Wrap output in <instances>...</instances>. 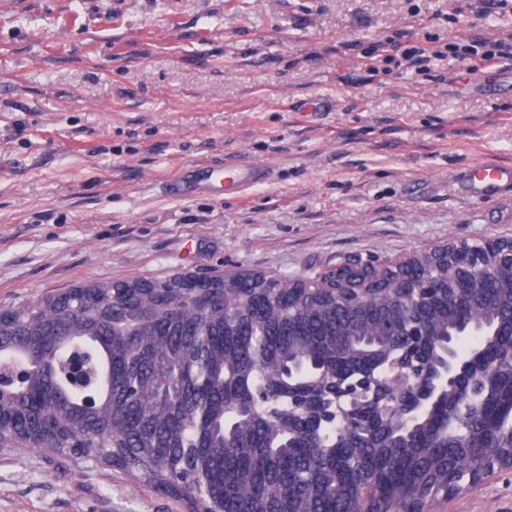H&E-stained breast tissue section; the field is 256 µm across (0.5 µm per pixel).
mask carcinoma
Masks as SVG:
<instances>
[{"mask_svg": "<svg viewBox=\"0 0 512 512\" xmlns=\"http://www.w3.org/2000/svg\"><path fill=\"white\" fill-rule=\"evenodd\" d=\"M454 261L439 262L446 288L386 287L362 305L288 277L238 288L216 275L200 304H173L175 276L99 281L77 306L57 292L0 319V363L27 367L7 378L0 411L59 452L76 442L165 485L190 512H435L482 476L481 400L512 383V329L472 336L462 349L498 359L481 395L451 390L398 424L405 386L454 319L512 317V270L461 296ZM73 357L94 371L82 387ZM458 430L472 449L454 446ZM496 448L509 464L512 421Z\"/></svg>", "mask_w": 512, "mask_h": 512, "instance_id": "cac0c4a2", "label": "carcinoma"}]
</instances>
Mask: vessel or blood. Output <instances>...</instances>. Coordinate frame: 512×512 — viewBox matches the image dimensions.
Returning a JSON list of instances; mask_svg holds the SVG:
<instances>
[{
	"instance_id": "obj_1",
	"label": "vessel or blood",
	"mask_w": 512,
	"mask_h": 512,
	"mask_svg": "<svg viewBox=\"0 0 512 512\" xmlns=\"http://www.w3.org/2000/svg\"><path fill=\"white\" fill-rule=\"evenodd\" d=\"M266 166L241 159L225 162L223 169L193 166L168 180L164 190L168 197L182 199L197 194H224L225 198L238 197L247 188L267 182ZM456 186L473 198L487 195H512V164L493 158H484L468 170L454 175Z\"/></svg>"
}]
</instances>
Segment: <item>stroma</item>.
Instances as JSON below:
<instances>
[{"mask_svg":"<svg viewBox=\"0 0 512 512\" xmlns=\"http://www.w3.org/2000/svg\"><path fill=\"white\" fill-rule=\"evenodd\" d=\"M452 0H0V307L93 280L258 271L312 277L451 240L512 238V200L449 179L512 162V65L373 63ZM329 97L327 112L303 100ZM243 158L270 182L226 199L165 196L190 165ZM0 512H185L110 465L0 448ZM438 512H512V473Z\"/></svg>","mask_w":512,"mask_h":512,"instance_id":"1","label":"stroma"}]
</instances>
